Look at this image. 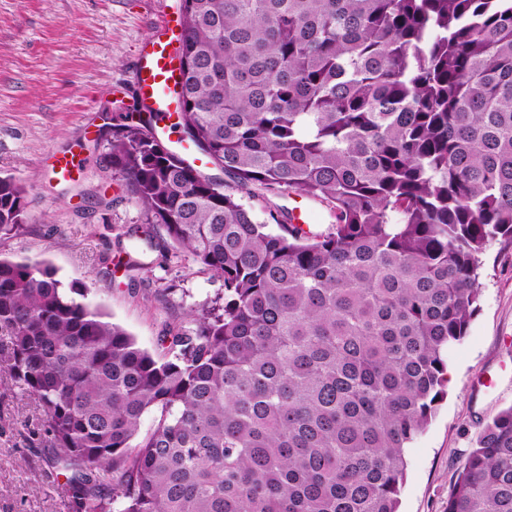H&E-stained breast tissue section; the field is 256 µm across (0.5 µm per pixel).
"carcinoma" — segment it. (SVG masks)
<instances>
[{"label": "carcinoma", "instance_id": "obj_1", "mask_svg": "<svg viewBox=\"0 0 512 512\" xmlns=\"http://www.w3.org/2000/svg\"><path fill=\"white\" fill-rule=\"evenodd\" d=\"M184 162L138 112L105 167L222 279L164 352L47 263L0 259V368L41 412L68 512H399L406 445L446 396L481 256L512 243V0H182ZM297 191L334 224L235 196ZM29 221L0 176V241ZM156 413L140 434L145 414ZM444 512H512V406ZM176 148L177 154L185 160L188 164L193 166H203L205 165V160L195 151L193 150L187 143H179L178 140L173 142ZM200 171L203 175L208 177H214L218 181L224 184H231V181L224 176V172L219 168L214 166L213 164H208L206 166L200 167Z\"/></svg>", "mask_w": 512, "mask_h": 512}]
</instances>
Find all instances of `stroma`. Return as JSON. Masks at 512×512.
<instances>
[{"mask_svg":"<svg viewBox=\"0 0 512 512\" xmlns=\"http://www.w3.org/2000/svg\"><path fill=\"white\" fill-rule=\"evenodd\" d=\"M180 0H0V175L25 189L29 222L0 242V257L51 264L64 283L85 284L108 320L159 353L165 326L185 325L216 299L222 282L177 251L141 252L133 227L142 208L113 177L109 209L83 200L97 184L105 149L96 143L106 113L131 103L139 50L162 13L178 16ZM81 163L82 176L61 182L51 154ZM258 222L269 210L307 211L326 230L321 203L290 192H241ZM143 263L134 284L112 275L118 257ZM480 308L462 341L448 349V396L406 451L400 512H442L464 455L482 425L512 406V244L497 242L482 256ZM41 410L33 397L0 379V512H67L39 444Z\"/></svg>","mask_w":512,"mask_h":512,"instance_id":"obj_1","label":"stroma"}]
</instances>
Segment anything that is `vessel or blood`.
I'll use <instances>...</instances> for the list:
<instances>
[{
    "label": "vessel or blood",
    "mask_w": 512,
    "mask_h": 512,
    "mask_svg": "<svg viewBox=\"0 0 512 512\" xmlns=\"http://www.w3.org/2000/svg\"><path fill=\"white\" fill-rule=\"evenodd\" d=\"M135 76L146 110L147 119L160 131L178 129L181 109L176 91L181 81L178 44L171 32L168 19H161L154 38L148 42L135 66ZM51 171L60 181L70 182L80 175L73 158L55 155Z\"/></svg>",
    "instance_id": "1"
}]
</instances>
